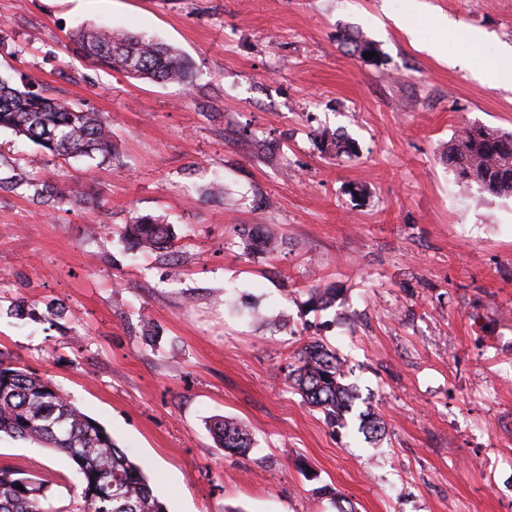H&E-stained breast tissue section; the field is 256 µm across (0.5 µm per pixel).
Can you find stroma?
I'll return each mask as SVG.
<instances>
[{
  "instance_id": "1",
  "label": "stroma",
  "mask_w": 512,
  "mask_h": 512,
  "mask_svg": "<svg viewBox=\"0 0 512 512\" xmlns=\"http://www.w3.org/2000/svg\"><path fill=\"white\" fill-rule=\"evenodd\" d=\"M101 25L179 49L192 86L92 64L70 37ZM511 70L512 0H0V78L104 114L115 144L101 165L0 129V358L100 423L168 512H335L324 487L356 512H512V198L458 194L441 155L512 131ZM143 216L172 257L119 240ZM269 228L277 249L247 254ZM314 285L335 304L307 308ZM313 339L359 394L344 424L285 383ZM220 416L247 454L216 446ZM0 466L79 512L61 452L5 436ZM217 447L239 454L246 453L253 441L248 426L234 417L222 416L210 425Z\"/></svg>"
}]
</instances>
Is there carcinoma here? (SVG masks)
<instances>
[{
    "instance_id": "1",
    "label": "carcinoma",
    "mask_w": 512,
    "mask_h": 512,
    "mask_svg": "<svg viewBox=\"0 0 512 512\" xmlns=\"http://www.w3.org/2000/svg\"><path fill=\"white\" fill-rule=\"evenodd\" d=\"M72 43L89 61L130 76L160 84H192L190 62L178 49L144 35L114 32L105 27L78 30ZM340 43L364 57L375 52L372 42L358 32L346 31ZM32 81L14 88L0 80V128L13 130L54 155L78 158H112V130L108 121L62 99L34 90ZM336 154H349L353 146L341 133H320ZM443 158L467 191L477 187L496 197H512V132L472 125L443 152ZM123 239L135 245L163 249L170 243L169 225L142 217L125 227ZM269 235L246 239L247 253L273 249ZM333 294L309 289L307 305L323 310ZM344 362L327 344L314 340L303 345L288 365V386L332 424L341 420L358 399L356 390L343 383ZM360 430L370 437L386 432L379 413L362 414ZM217 447L243 454L253 441L242 421L223 416L210 425ZM32 441L64 453L81 480L80 512H167L154 494L140 465L120 447L112 435L84 415L51 380L0 359V435ZM23 486L18 490L17 486ZM49 486L19 477L0 467V512H48L44 507Z\"/></svg>"
}]
</instances>
